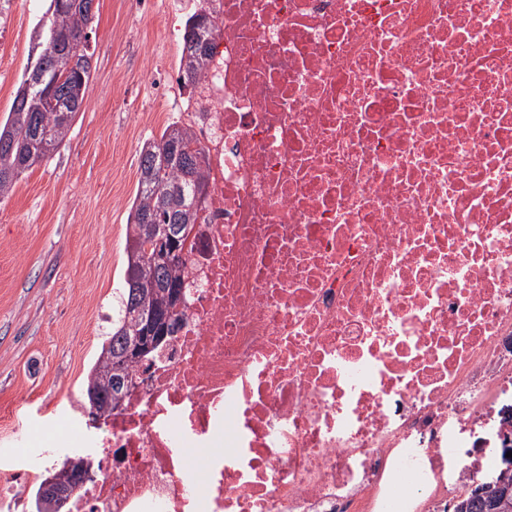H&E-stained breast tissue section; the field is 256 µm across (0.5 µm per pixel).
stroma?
Masks as SVG:
<instances>
[{"mask_svg":"<svg viewBox=\"0 0 512 512\" xmlns=\"http://www.w3.org/2000/svg\"><path fill=\"white\" fill-rule=\"evenodd\" d=\"M49 0H0V123L41 52ZM172 0H95L85 104L60 149L0 197V473L59 463L66 420L112 325L146 140L184 120Z\"/></svg>","mask_w":512,"mask_h":512,"instance_id":"obj_1","label":"stroma"}]
</instances>
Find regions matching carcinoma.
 <instances>
[{
    "instance_id": "cac0c4a2",
    "label": "carcinoma",
    "mask_w": 512,
    "mask_h": 512,
    "mask_svg": "<svg viewBox=\"0 0 512 512\" xmlns=\"http://www.w3.org/2000/svg\"><path fill=\"white\" fill-rule=\"evenodd\" d=\"M90 2L51 0V19L44 25V44L50 52H41L35 65L25 70L10 112L0 124V196L64 143L83 107L92 54L88 53L89 41L79 48L73 39L77 31L92 23ZM218 29L217 19L203 10L187 18L179 66L184 85L193 86L205 77L213 54L209 37ZM205 160L206 151L192 129L174 123L141 148L138 186L126 225V264L118 307L112 315V330L104 336L86 375V406L95 400L98 413L106 419L119 407L109 398L114 382L111 372L121 366L125 376L132 374L133 365L123 366L119 361L124 349L147 330L163 338L173 332L179 313L169 309L168 293L185 285V242L207 199ZM152 214L161 225L181 226L172 242L175 254L161 274L149 263L150 225L145 219ZM83 459V455L66 454L61 464L48 472L35 494V512H59L51 506L46 486L50 478L61 476L69 487L80 488L66 468Z\"/></svg>"
}]
</instances>
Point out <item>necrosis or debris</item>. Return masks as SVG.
Here are the masks:
<instances>
[{
	"label": "necrosis or debris",
	"instance_id": "obj_1",
	"mask_svg": "<svg viewBox=\"0 0 512 512\" xmlns=\"http://www.w3.org/2000/svg\"><path fill=\"white\" fill-rule=\"evenodd\" d=\"M176 332L72 512H448L512 433V0H209Z\"/></svg>",
	"mask_w": 512,
	"mask_h": 512
}]
</instances>
